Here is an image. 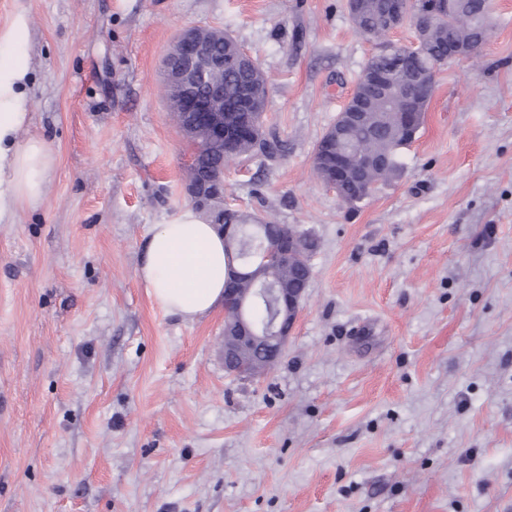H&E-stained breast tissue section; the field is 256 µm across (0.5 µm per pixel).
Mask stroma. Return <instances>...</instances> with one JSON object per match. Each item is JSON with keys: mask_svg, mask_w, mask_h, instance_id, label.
Here are the masks:
<instances>
[{"mask_svg": "<svg viewBox=\"0 0 512 512\" xmlns=\"http://www.w3.org/2000/svg\"><path fill=\"white\" fill-rule=\"evenodd\" d=\"M20 19L55 166L0 221V512H512V0L351 206L312 164L381 48L346 0H0V35ZM197 25L254 56L286 142L225 167L226 203L318 244L254 379L223 307L182 321L138 276L188 203L161 63Z\"/></svg>", "mask_w": 512, "mask_h": 512, "instance_id": "35a3bbf8", "label": "stroma"}]
</instances>
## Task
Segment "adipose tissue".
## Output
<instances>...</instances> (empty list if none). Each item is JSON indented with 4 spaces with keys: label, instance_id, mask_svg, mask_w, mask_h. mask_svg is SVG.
Segmentation results:
<instances>
[{
    "label": "adipose tissue",
    "instance_id": "1",
    "mask_svg": "<svg viewBox=\"0 0 512 512\" xmlns=\"http://www.w3.org/2000/svg\"><path fill=\"white\" fill-rule=\"evenodd\" d=\"M25 37L21 22L0 35V219L16 204L39 201L55 162L45 140L27 136L30 116L19 105L29 71ZM226 267L223 235L186 206L155 226L138 276L156 303L192 322L222 303Z\"/></svg>",
    "mask_w": 512,
    "mask_h": 512
}]
</instances>
